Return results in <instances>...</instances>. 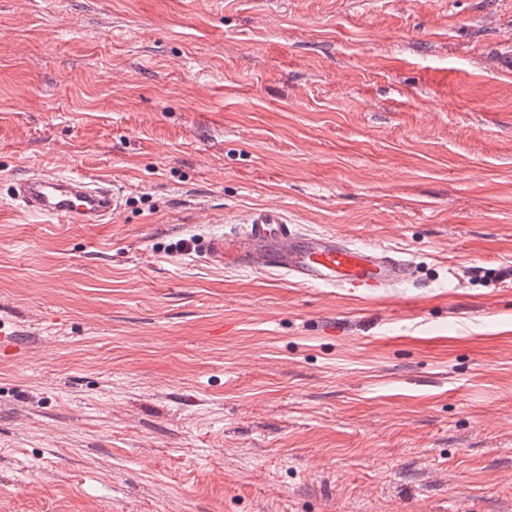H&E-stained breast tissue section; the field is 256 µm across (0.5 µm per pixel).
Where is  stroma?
Wrapping results in <instances>:
<instances>
[{"instance_id":"1","label":"stroma","mask_w":512,"mask_h":512,"mask_svg":"<svg viewBox=\"0 0 512 512\" xmlns=\"http://www.w3.org/2000/svg\"><path fill=\"white\" fill-rule=\"evenodd\" d=\"M265 206L413 277L178 248ZM0 330V512H512V0H0ZM13 200L26 212L62 224H107L121 207L114 186L46 173L17 180Z\"/></svg>"}]
</instances>
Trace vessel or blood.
I'll use <instances>...</instances> for the list:
<instances>
[{
  "instance_id": "1",
  "label": "vessel or blood",
  "mask_w": 512,
  "mask_h": 512,
  "mask_svg": "<svg viewBox=\"0 0 512 512\" xmlns=\"http://www.w3.org/2000/svg\"><path fill=\"white\" fill-rule=\"evenodd\" d=\"M13 199L24 211L63 224H106L121 207L119 192L107 183L46 173L17 180ZM200 247L216 267L277 272L297 284L361 295L387 294L408 281L413 269L402 255L339 234L302 237L273 206L252 212L230 231L208 236Z\"/></svg>"
}]
</instances>
